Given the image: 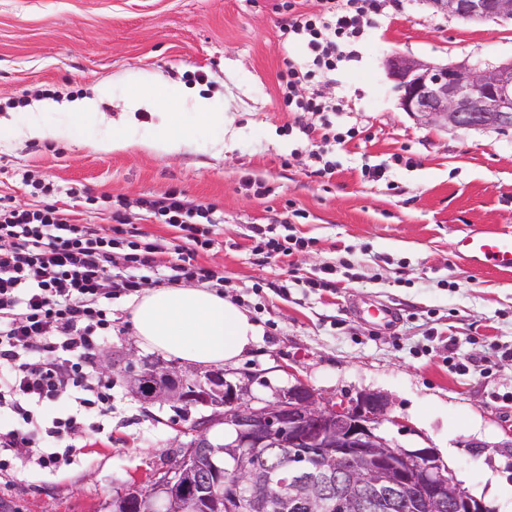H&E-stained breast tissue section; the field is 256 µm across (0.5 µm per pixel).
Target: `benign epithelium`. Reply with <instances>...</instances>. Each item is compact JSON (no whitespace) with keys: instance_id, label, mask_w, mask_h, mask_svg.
<instances>
[{"instance_id":"benign-epithelium-1","label":"benign epithelium","mask_w":512,"mask_h":512,"mask_svg":"<svg viewBox=\"0 0 512 512\" xmlns=\"http://www.w3.org/2000/svg\"><path fill=\"white\" fill-rule=\"evenodd\" d=\"M461 20L512 19V0H433ZM401 109L426 126L459 130H512V59L486 64H435L394 54L384 61ZM126 372L134 387L153 374L150 400H197L224 412V468L209 445L208 430L195 433L163 468L134 482L112 499V512H361L362 489L376 512H491L466 491L428 448H397L378 431L391 407L388 395L365 391L356 398L327 399L299 382L274 401L253 404L247 384L227 381L221 371L189 376L172 364L142 361ZM274 449L288 450L280 468L265 464ZM209 471L212 486L193 491Z\"/></svg>"}]
</instances>
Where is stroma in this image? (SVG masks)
Wrapping results in <instances>:
<instances>
[{"label":"stroma","mask_w":512,"mask_h":512,"mask_svg":"<svg viewBox=\"0 0 512 512\" xmlns=\"http://www.w3.org/2000/svg\"><path fill=\"white\" fill-rule=\"evenodd\" d=\"M273 0H0V197L37 210L35 182L57 187L59 208L111 235V212L128 203L130 231L169 240L137 202L178 189L188 206L214 205V246L200 265L222 276L225 300L257 328L228 381L252 398L275 400L302 382L326 397L363 391L389 396L380 431L403 448L433 449L472 496L493 512L512 497L488 492L490 478L512 486V272L468 262L456 242L469 230L512 232V132L443 130L404 112L384 59L402 54L434 63H495L512 58V20L462 21L431 0L385 8L356 59L314 90L340 110L355 138L337 150L332 178L315 166L299 131L289 130L280 87L283 60L305 61L284 40L287 11ZM200 85L220 122L199 120L178 153L140 146L101 151L122 112L155 128L184 87ZM153 106L130 109L136 87ZM93 96L94 114L44 112L63 133L26 139L16 128L45 99ZM410 165L397 163V156ZM386 167L370 182L363 165ZM263 184L265 194L255 192ZM304 238L285 261L263 258L254 227ZM334 268L333 285L304 282ZM131 299L112 302V335L102 351L120 360L111 373L112 416L74 437L78 453L56 470L30 466L28 481L0 469V512H104L134 480L161 468L189 442L211 406L143 399L123 366L161 358L130 321ZM387 305L396 318L360 316ZM468 363L457 372L455 362ZM477 439L494 454L469 447Z\"/></svg>","instance_id":"stroma-1"}]
</instances>
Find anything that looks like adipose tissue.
Masks as SVG:
<instances>
[{
	"label": "adipose tissue",
	"instance_id": "1",
	"mask_svg": "<svg viewBox=\"0 0 512 512\" xmlns=\"http://www.w3.org/2000/svg\"><path fill=\"white\" fill-rule=\"evenodd\" d=\"M162 134L128 135L106 142L109 150L140 144L172 154L187 145L191 124L175 112L161 115ZM136 339L144 346L199 365L237 362L249 350L257 329L246 313L204 288L159 287L147 290L132 306Z\"/></svg>",
	"mask_w": 512,
	"mask_h": 512
}]
</instances>
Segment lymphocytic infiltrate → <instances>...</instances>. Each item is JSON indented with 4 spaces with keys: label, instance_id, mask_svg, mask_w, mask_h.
I'll list each match as a JSON object with an SVG mask.
<instances>
[{
    "label": "lymphocytic infiltrate",
    "instance_id": "1",
    "mask_svg": "<svg viewBox=\"0 0 512 512\" xmlns=\"http://www.w3.org/2000/svg\"><path fill=\"white\" fill-rule=\"evenodd\" d=\"M307 13L285 0L289 13L282 29L288 42L302 45L311 59L304 67L285 58L283 102L305 135L318 164L317 177L335 174L337 147L354 138L328 120L335 104L316 93L299 94L313 74L335 72L353 57L373 27L385 0H320ZM307 112L323 114L320 126L303 123ZM146 214L176 229L170 246L136 236L104 237L86 224H74L55 205L31 211L0 208V407L22 421L19 429L0 430V451L41 468L68 462L72 436L90 416L112 412V384L93 366L101 344L112 334V298L148 287L152 276L175 284L213 281V273L195 262L215 244L213 205L187 209L178 189L157 199L140 200ZM79 394L77 409L54 418L46 428L34 425V407Z\"/></svg>",
    "mask_w": 512,
    "mask_h": 512
}]
</instances>
